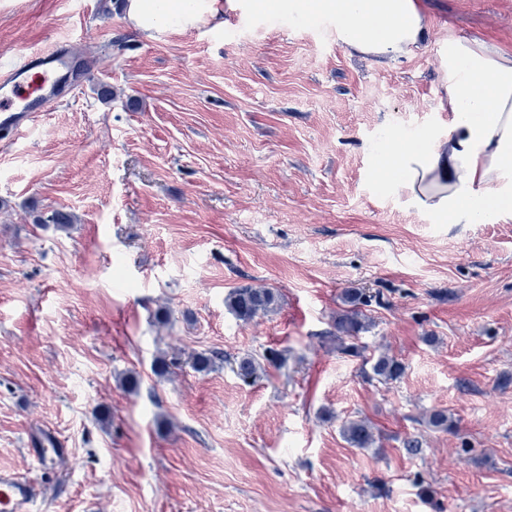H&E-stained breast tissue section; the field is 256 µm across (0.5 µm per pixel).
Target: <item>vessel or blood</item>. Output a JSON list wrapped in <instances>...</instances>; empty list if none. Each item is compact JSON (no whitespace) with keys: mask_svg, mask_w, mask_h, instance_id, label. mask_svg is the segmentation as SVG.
Segmentation results:
<instances>
[{"mask_svg":"<svg viewBox=\"0 0 512 512\" xmlns=\"http://www.w3.org/2000/svg\"><path fill=\"white\" fill-rule=\"evenodd\" d=\"M78 83L66 47L18 57L0 69V131L15 141L25 137L35 114L51 111ZM30 453L51 472L69 457L68 449L48 434L34 439ZM35 496L30 480L0 471V512H31Z\"/></svg>","mask_w":512,"mask_h":512,"instance_id":"b4317fda","label":"vessel or blood"}]
</instances>
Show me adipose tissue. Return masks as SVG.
Instances as JSON below:
<instances>
[{
  "mask_svg": "<svg viewBox=\"0 0 512 512\" xmlns=\"http://www.w3.org/2000/svg\"><path fill=\"white\" fill-rule=\"evenodd\" d=\"M288 6L335 22L352 55L383 61L415 56L428 32L419 0H251L270 12ZM240 0H126L125 17L147 36L184 32L221 20ZM445 133L388 138L380 157L387 187L451 224H481L512 215V52L465 38L448 42L440 74Z\"/></svg>",
  "mask_w": 512,
  "mask_h": 512,
  "instance_id": "ef3b65f1",
  "label": "adipose tissue"
}]
</instances>
